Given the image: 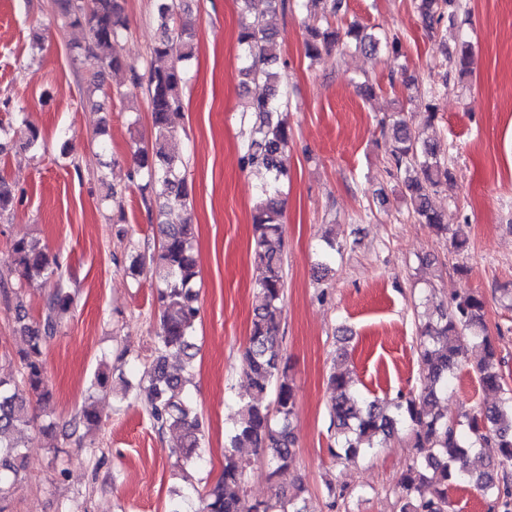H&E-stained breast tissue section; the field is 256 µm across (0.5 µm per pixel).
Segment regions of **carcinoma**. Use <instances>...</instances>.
<instances>
[{
  "mask_svg": "<svg viewBox=\"0 0 512 512\" xmlns=\"http://www.w3.org/2000/svg\"><path fill=\"white\" fill-rule=\"evenodd\" d=\"M318 6L324 27H311L305 40V54L312 60L339 45L375 53L381 49L392 59L402 56L399 39L385 32L367 30L357 22L339 24L342 0H236L239 5L237 42L240 47V76L243 84L261 82L266 92L251 100L249 112L255 115L249 126L243 161L265 171L260 186L253 224L254 262L258 271L259 303L250 323L248 342L242 354V374L252 391L241 403L237 419L224 448V469L220 478L199 494L198 512H305L304 487L298 485L286 494L276 491L265 502L251 504L244 494L250 462L240 449L251 448L254 455L279 471L293 461L295 437L291 428L296 395L289 367L284 361L280 317L285 286L282 236V195L286 177L280 156L288 146L291 130L280 95L281 74L273 40L272 21L295 3ZM63 24L78 28L84 41L74 46L77 54L98 58L106 70L124 71L128 86L118 95L125 97L145 88L152 117L151 144H135L132 150L137 170H146L159 205L162 240L157 249L137 255L132 269L147 272L159 283L157 294L159 325L155 356L144 373L143 382L149 413L158 430L179 434L180 447L173 449L185 466L202 456L203 420L185 379L169 368V358L179 356L192 362L195 348L192 332L199 318V275L193 252L194 228L182 218L189 191L184 160L167 150L182 115V85L186 63L194 56L193 25L181 19L189 12L187 0H156L154 21L157 39L152 54L169 59L164 67L149 70L143 77L116 52L118 39L128 29L121 0H54ZM416 9L428 30L443 21L455 23L460 4L457 0H415ZM443 84L452 73L464 77L471 72L469 45L447 57ZM388 167L386 173L403 178L406 196L414 218L436 236L448 242V253L458 255L467 239L448 224L435 209L431 195L453 182L448 162L434 148L418 142L406 121L396 118L388 126ZM16 194L0 177V215L9 211ZM15 267L22 279L43 278L50 282L38 323L17 316L20 330L27 335L26 347L17 353V374L0 377V512H11L15 483L25 471V453L20 444L23 432L34 421V405L47 407L52 399L46 379L43 348L58 332L59 316L74 302L70 277L55 260H50L39 242L19 238L13 241ZM485 301L473 290L452 296L449 304H438L418 326V363L421 391L399 392L390 400H369L352 389L349 371L334 367L329 372V415L335 431L336 449L331 455L355 456L372 450L395 437L406 427L411 432L414 452L398 483L396 512H453L448 491L468 482L492 497L490 512H512V398L500 406L487 407L475 414H464L469 434L459 419L448 416L441 406L447 395L451 374L458 365L461 342L470 337L479 341L484 357L476 366L480 384L491 390L501 388L497 370V350L483 320ZM273 393V402L264 398ZM101 415L93 396H88L74 425L96 426Z\"/></svg>",
  "mask_w": 512,
  "mask_h": 512,
  "instance_id": "obj_1",
  "label": "carcinoma"
}]
</instances>
